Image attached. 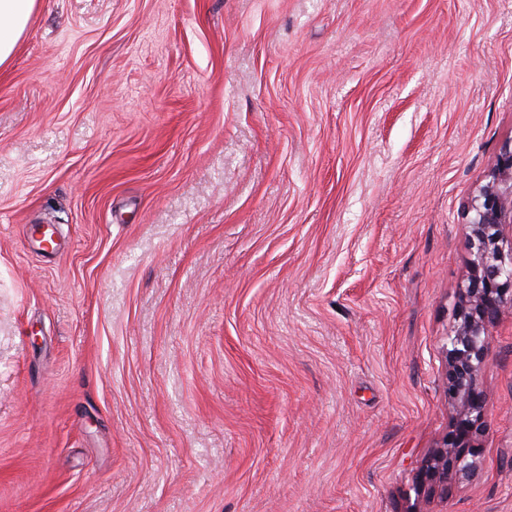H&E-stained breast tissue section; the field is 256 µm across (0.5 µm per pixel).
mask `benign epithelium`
Instances as JSON below:
<instances>
[{
	"label": "benign epithelium",
	"mask_w": 512,
	"mask_h": 512,
	"mask_svg": "<svg viewBox=\"0 0 512 512\" xmlns=\"http://www.w3.org/2000/svg\"><path fill=\"white\" fill-rule=\"evenodd\" d=\"M465 224L474 262L459 288L457 325L448 337V399L457 403L459 417L445 443L434 449L420 468L419 485L446 498L448 486L474 475L481 466L476 442L488 416L477 386L489 351L492 329L501 314L512 311V140L504 143L485 183L465 205Z\"/></svg>",
	"instance_id": "obj_1"
}]
</instances>
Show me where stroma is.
<instances>
[{"label":"stroma","instance_id":"1","mask_svg":"<svg viewBox=\"0 0 512 512\" xmlns=\"http://www.w3.org/2000/svg\"><path fill=\"white\" fill-rule=\"evenodd\" d=\"M512 0H36L0 65V512H512V312L450 435Z\"/></svg>","mask_w":512,"mask_h":512}]
</instances>
